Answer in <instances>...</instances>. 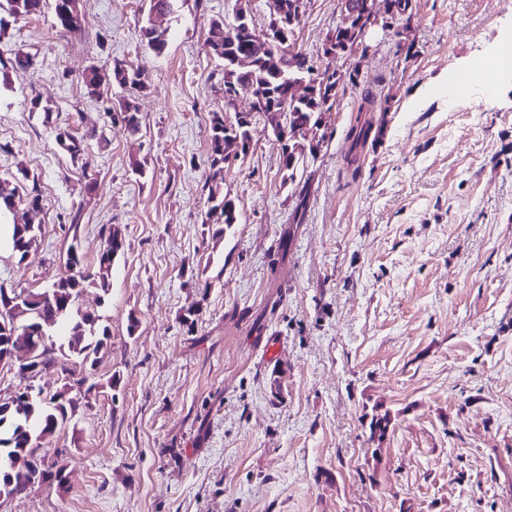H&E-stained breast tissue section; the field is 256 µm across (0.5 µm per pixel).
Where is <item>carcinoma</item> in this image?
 <instances>
[{
    "label": "carcinoma",
    "mask_w": 512,
    "mask_h": 512,
    "mask_svg": "<svg viewBox=\"0 0 512 512\" xmlns=\"http://www.w3.org/2000/svg\"><path fill=\"white\" fill-rule=\"evenodd\" d=\"M8 11L16 18H24L41 11V0H6ZM147 46L158 54L165 52L168 45L167 32H155L149 27L143 29ZM207 52L219 60L222 65H228V58L250 51L249 41L237 39L222 42L218 45L206 43ZM264 52L278 56L277 62L247 69H233L229 75L235 82H248L256 85L262 95V106H279L285 102L288 84L293 80L305 78L313 73L309 58L294 49L293 46L280 48L271 43ZM133 72L116 61L110 69V81L121 86L138 89ZM87 94L102 97V77L100 68L91 66L79 78ZM338 98L336 75L327 77L325 86L318 88L316 96L305 101H288L286 128L288 135L302 133L311 129L316 123L317 110L327 104L334 106ZM210 165L215 172L208 183L205 223L212 226V239L220 242L229 235L239 224V208L234 198L224 194L220 172L224 169V113L215 112L210 126ZM57 138L64 139L63 149L71 157H78L84 150V139L77 138L68 132H61ZM297 141L286 139L280 142L282 157V185L293 186L296 183L297 172L304 166V151L296 150ZM40 227L18 225L12 227V248L24 260L37 246ZM125 244L118 229L109 231L106 248L99 255L95 266L91 269L84 267L80 254L75 246H70L67 252V273L59 279L56 295L36 302L35 292H27L25 296L31 302L24 305L27 315L12 321L11 310L0 300V323L8 326V331L0 328V352L17 350L30 343L32 339L47 337L46 346L39 353L44 359H66L76 357L83 362L96 363L99 355L106 353L110 328L101 323L94 313L75 312L73 303L81 291L87 287L100 289L108 294L111 285L114 266L124 255ZM77 407L68 389L57 391L50 395L43 392H21L18 398L10 404H0V491H9L17 496L28 490L29 480L26 473L17 468V461L29 458L34 468L41 469L37 484L55 480L63 481L64 465L54 462L44 467L41 461L35 459V449L32 445L50 439L69 419ZM391 417L389 412H375L371 415L369 438L371 441L383 442L389 431Z\"/></svg>",
    "instance_id": "obj_1"
}]
</instances>
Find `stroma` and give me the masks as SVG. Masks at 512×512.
Segmentation results:
<instances>
[{
	"label": "stroma",
	"instance_id": "1",
	"mask_svg": "<svg viewBox=\"0 0 512 512\" xmlns=\"http://www.w3.org/2000/svg\"><path fill=\"white\" fill-rule=\"evenodd\" d=\"M236 4L176 0L161 55L142 33L149 0H81L67 34L51 0L24 19L0 9V181L41 202L35 252L0 241V285L43 290L70 245L89 267L111 226L125 240L108 294L75 303L110 327L107 352L34 380L89 384L41 451L64 482L7 512H512V74L489 99L479 80L457 89L512 37V0H411L401 38L338 59L320 51L339 0H308L295 47L339 93L307 196L282 186L280 146L257 134L224 166L240 216L216 243L205 183L223 72L205 44ZM117 60L140 90L91 98L79 75ZM61 131L84 138L79 159ZM377 406L391 415L379 446Z\"/></svg>",
	"mask_w": 512,
	"mask_h": 512
}]
</instances>
